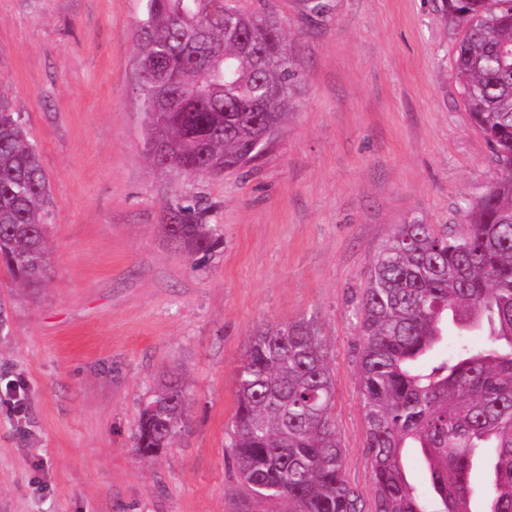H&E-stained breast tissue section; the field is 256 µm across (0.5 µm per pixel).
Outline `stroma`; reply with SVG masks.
I'll return each instance as SVG.
<instances>
[{"label": "stroma", "mask_w": 512, "mask_h": 512, "mask_svg": "<svg viewBox=\"0 0 512 512\" xmlns=\"http://www.w3.org/2000/svg\"><path fill=\"white\" fill-rule=\"evenodd\" d=\"M145 0H0V95L50 182L47 278L0 267V512H288L253 495L227 446L261 323L315 317L335 382L346 477L373 508L356 383L354 301L400 224H461L495 176L454 78L440 0H237L276 11L300 68L284 133L249 172L155 165L135 30ZM200 198L211 254L176 246ZM189 429L141 459V402L164 374ZM205 208L196 201L193 205L177 203L173 207V224H166L169 237L178 244H191L194 253L204 255L213 250L220 241L218 229L203 224Z\"/></svg>", "instance_id": "35a3bbf8"}]
</instances>
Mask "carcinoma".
<instances>
[{"label":"carcinoma","instance_id":"1","mask_svg":"<svg viewBox=\"0 0 512 512\" xmlns=\"http://www.w3.org/2000/svg\"><path fill=\"white\" fill-rule=\"evenodd\" d=\"M146 0L136 29L143 87L161 97L209 77V99L146 114L171 167L222 176L267 153L300 82L284 20L235 0ZM462 22L454 77L500 177L466 200L465 223L400 224L374 258L355 306L356 380L373 470L374 512H512V0H442ZM263 112H249L257 98ZM49 182L20 117L0 100V265L23 288L42 287ZM197 203L173 207L178 244L206 254L220 241ZM473 335L483 343L469 341ZM327 343L312 316L257 327L238 369L230 448L255 495L290 512H362L345 479L332 417ZM186 427L184 385L163 378L134 433L156 457ZM420 452L427 489L403 454Z\"/></svg>","mask_w":512,"mask_h":512}]
</instances>
